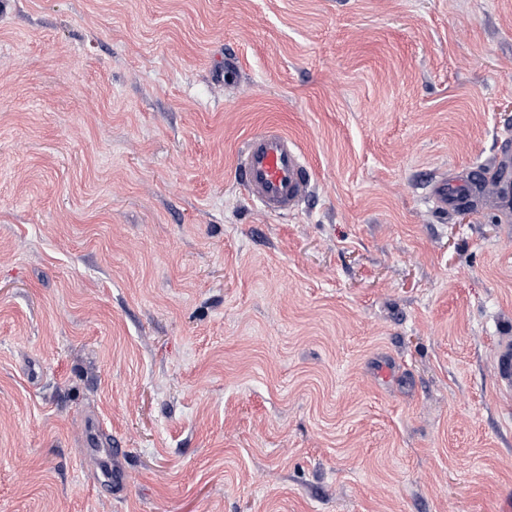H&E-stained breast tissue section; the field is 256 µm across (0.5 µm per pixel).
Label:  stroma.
<instances>
[{"instance_id":"1","label":"stroma","mask_w":512,"mask_h":512,"mask_svg":"<svg viewBox=\"0 0 512 512\" xmlns=\"http://www.w3.org/2000/svg\"><path fill=\"white\" fill-rule=\"evenodd\" d=\"M505 147L512 0H0V512H503ZM235 178L249 200L271 215L288 214L307 196L311 176L301 150L278 128L248 136L237 156ZM497 166L502 172V176L496 182L492 183L490 187L497 194L502 206L508 207L510 202L512 204V178L510 180L508 177L512 171V159L508 154L503 155L497 161ZM430 197L437 204L438 209L445 211L448 210V206L470 205L473 202L471 194L466 195V192L463 190L450 193L448 181L445 180L436 181L432 184Z\"/></svg>"}]
</instances>
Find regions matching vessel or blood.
<instances>
[{"label": "vessel or blood", "instance_id": "b4317fda", "mask_svg": "<svg viewBox=\"0 0 512 512\" xmlns=\"http://www.w3.org/2000/svg\"><path fill=\"white\" fill-rule=\"evenodd\" d=\"M497 166L502 176L492 188L506 207L512 205V157L502 156ZM234 174L249 200L271 215L293 211L311 188L309 168L301 150L292 138L274 127L248 136L238 153ZM430 196L441 210L472 202L465 191L449 192L444 180L432 184Z\"/></svg>", "mask_w": 512, "mask_h": 512}]
</instances>
